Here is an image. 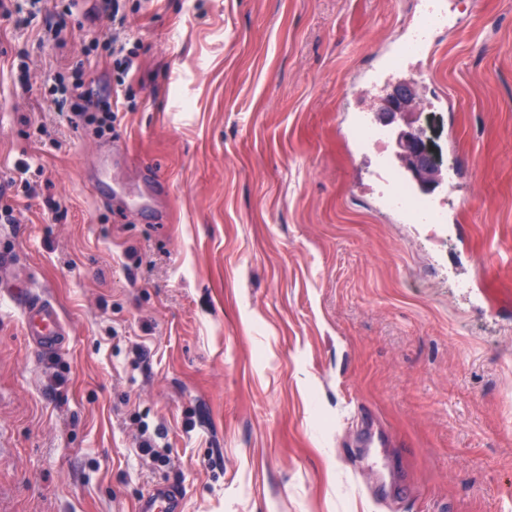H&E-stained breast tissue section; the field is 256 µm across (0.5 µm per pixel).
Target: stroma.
Instances as JSON below:
<instances>
[{
  "label": "stroma",
  "instance_id": "35a3bbf8",
  "mask_svg": "<svg viewBox=\"0 0 512 512\" xmlns=\"http://www.w3.org/2000/svg\"><path fill=\"white\" fill-rule=\"evenodd\" d=\"M447 4L459 27L375 83L413 0L0 20V512H134L156 484L184 512H512V0ZM78 66L110 132L52 91ZM400 80L456 171L444 224L384 207L392 150L353 132ZM17 289L64 348L26 343Z\"/></svg>",
  "mask_w": 512,
  "mask_h": 512
}]
</instances>
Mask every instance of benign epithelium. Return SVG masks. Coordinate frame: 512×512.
<instances>
[{"mask_svg":"<svg viewBox=\"0 0 512 512\" xmlns=\"http://www.w3.org/2000/svg\"><path fill=\"white\" fill-rule=\"evenodd\" d=\"M415 91L399 86L378 106V121L394 130V153L419 189L428 194L440 184L439 159L433 139L414 105Z\"/></svg>","mask_w":512,"mask_h":512,"instance_id":"obj_1","label":"benign epithelium"}]
</instances>
